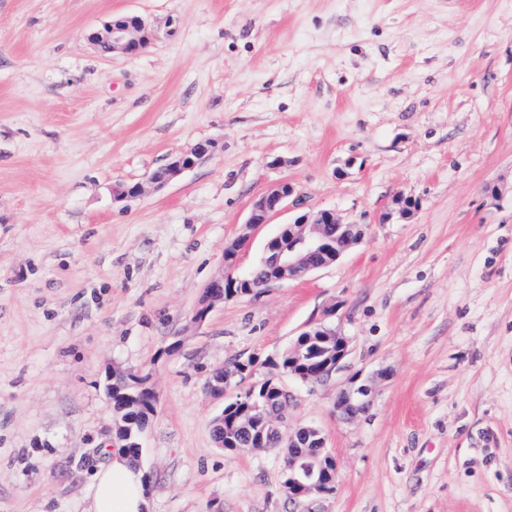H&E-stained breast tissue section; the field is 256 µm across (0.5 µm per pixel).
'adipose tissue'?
Returning a JSON list of instances; mask_svg holds the SVG:
<instances>
[{
  "label": "adipose tissue",
  "instance_id": "1",
  "mask_svg": "<svg viewBox=\"0 0 512 512\" xmlns=\"http://www.w3.org/2000/svg\"><path fill=\"white\" fill-rule=\"evenodd\" d=\"M89 512H145L147 500L143 474L131 466L122 449L110 453V461L90 486Z\"/></svg>",
  "mask_w": 512,
  "mask_h": 512
}]
</instances>
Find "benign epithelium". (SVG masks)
Masks as SVG:
<instances>
[{
	"label": "benign epithelium",
	"mask_w": 512,
	"mask_h": 512,
	"mask_svg": "<svg viewBox=\"0 0 512 512\" xmlns=\"http://www.w3.org/2000/svg\"><path fill=\"white\" fill-rule=\"evenodd\" d=\"M155 36L153 27L141 16L128 14L119 20L111 19L95 32L91 39L94 43L104 40L109 45V54L136 56L148 47ZM212 143H197L190 149L173 156L164 166L155 170L146 180L134 186L133 193L120 191L118 197L140 196L147 190L157 189L179 177L191 169L197 160L211 151ZM294 195L293 185L284 180L279 182L268 193L258 198L252 205L248 223L252 225L266 224L270 218L281 211ZM342 225L336 212L323 209L315 212H303L294 222L284 228L273 238L278 243L274 250L265 249L262 261L276 270L275 279H296L317 269L323 268L337 260L350 246L360 242L362 233L357 230L342 240L331 245L326 236V225ZM205 301L196 309L192 322H203L212 306L224 301V278L213 280L205 289ZM342 348L336 352V364L315 372L300 375L302 381L318 383L328 380L341 368L347 355L348 341L340 337ZM372 388L366 383L351 384L341 393L336 403V412L346 420L355 417L370 403ZM288 447L295 452L288 455V495L291 499L311 493L327 490L331 482L329 469L325 464L331 462L326 451V440L322 432L314 427H302L295 434L288 436Z\"/></svg>",
	"instance_id": "benign-epithelium-1"
}]
</instances>
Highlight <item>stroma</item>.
I'll return each mask as SVG.
<instances>
[{
	"label": "stroma",
	"mask_w": 512,
	"mask_h": 512,
	"mask_svg": "<svg viewBox=\"0 0 512 512\" xmlns=\"http://www.w3.org/2000/svg\"><path fill=\"white\" fill-rule=\"evenodd\" d=\"M131 13L156 40L101 55L88 33ZM283 180L293 206L249 225ZM321 209L363 240L191 323ZM320 323L348 353L307 384L277 362ZM235 362L288 391L284 433L322 430L328 491L290 499L281 452L217 447L237 392L207 383ZM116 368L158 396L147 512H512V0H0V512H87ZM355 378L374 398L347 422ZM213 147L212 143H197L190 149L173 156L164 166L155 170L145 181L136 182L132 195L127 190L118 193L120 199L136 197L144 194L147 189H157L179 177L183 172L191 169L197 160L208 154Z\"/></svg>",
	"instance_id": "stroma-1"
}]
</instances>
